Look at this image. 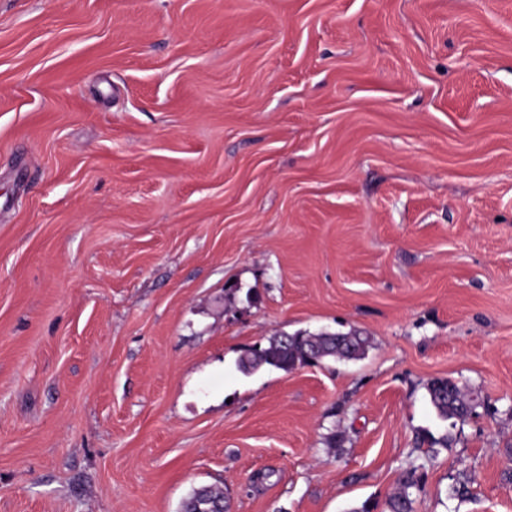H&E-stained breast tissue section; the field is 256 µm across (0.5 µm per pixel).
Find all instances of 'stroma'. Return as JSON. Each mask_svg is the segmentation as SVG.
Instances as JSON below:
<instances>
[{
    "label": "stroma",
    "instance_id": "1",
    "mask_svg": "<svg viewBox=\"0 0 512 512\" xmlns=\"http://www.w3.org/2000/svg\"><path fill=\"white\" fill-rule=\"evenodd\" d=\"M300 331L371 344L240 370ZM411 469L512 512V0H0V512ZM427 390L430 403L438 415L446 420L465 419L478 405L476 397L460 390L459 384L448 378L434 379Z\"/></svg>",
    "mask_w": 512,
    "mask_h": 512
}]
</instances>
